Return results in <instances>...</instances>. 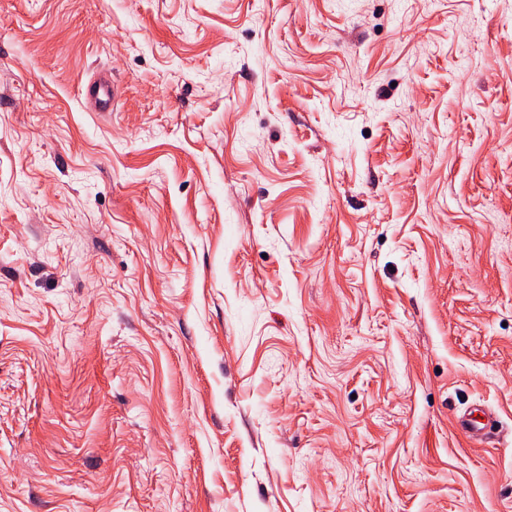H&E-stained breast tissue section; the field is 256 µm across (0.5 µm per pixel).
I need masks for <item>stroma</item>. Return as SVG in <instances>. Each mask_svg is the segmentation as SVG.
I'll return each instance as SVG.
<instances>
[{
    "label": "stroma",
    "instance_id": "1",
    "mask_svg": "<svg viewBox=\"0 0 512 512\" xmlns=\"http://www.w3.org/2000/svg\"><path fill=\"white\" fill-rule=\"evenodd\" d=\"M0 512H512V0H0ZM82 95L86 103L93 107L96 112L112 111V105L117 98L112 77L105 73L91 78L82 87ZM493 421V418L487 414L484 421H478L471 417V413H464L458 418L457 425L471 442L481 443Z\"/></svg>",
    "mask_w": 512,
    "mask_h": 512
}]
</instances>
